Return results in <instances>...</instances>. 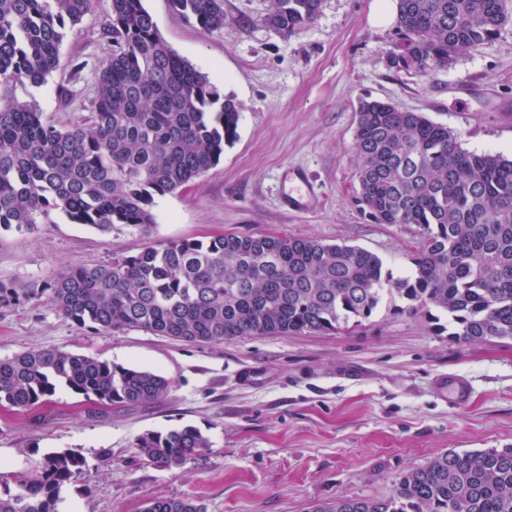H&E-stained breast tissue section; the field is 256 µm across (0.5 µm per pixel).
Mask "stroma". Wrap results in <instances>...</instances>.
Listing matches in <instances>:
<instances>
[{
  "mask_svg": "<svg viewBox=\"0 0 512 512\" xmlns=\"http://www.w3.org/2000/svg\"><path fill=\"white\" fill-rule=\"evenodd\" d=\"M163 39L221 96L239 106L238 136L189 187L158 198L150 228L112 232L61 214L30 230L0 229V279L42 283L78 264L135 254L144 242L214 234L276 233L347 244L379 256L394 275L411 267L423 230L376 224L360 211L354 150L360 99L418 112L464 149L512 155V22L431 77L391 63L393 24L377 0H323L316 21L284 37L263 22L270 0H224V27L206 31L169 0H143ZM109 0H92L67 28L60 64L43 84L17 86L45 121L67 126L91 112L111 47ZM68 97H60V88ZM306 170L318 193L307 211L278 203L285 167ZM94 354L144 367L172 383L167 399L88 414L57 391L31 408L0 412V462L35 470L46 452L80 451L89 468L62 493L59 512H142L149 499L189 496L206 512H312L340 497H382L403 472L448 450L512 446V341L459 344L424 315L384 303L336 333L257 336L189 345L137 329L93 335L47 295L0 303V359L29 348ZM466 381L464 406L451 385ZM185 425L210 446L182 469L145 463L149 431ZM111 461H101L102 450Z\"/></svg>",
  "mask_w": 512,
  "mask_h": 512,
  "instance_id": "1",
  "label": "stroma"
}]
</instances>
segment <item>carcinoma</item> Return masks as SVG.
I'll return each instance as SVG.
<instances>
[{
  "instance_id": "1",
  "label": "carcinoma",
  "mask_w": 512,
  "mask_h": 512,
  "mask_svg": "<svg viewBox=\"0 0 512 512\" xmlns=\"http://www.w3.org/2000/svg\"><path fill=\"white\" fill-rule=\"evenodd\" d=\"M184 18L224 28V0H170ZM112 50L88 118L42 120L17 85L57 69L66 26L90 0H0V228L52 224L64 215L108 233L155 223L156 198L193 183L237 138L238 105L159 34L143 0H110ZM322 0H271L264 21L288 37L313 23ZM512 0H396L392 64L432 76L491 40ZM357 202L379 224L423 228L412 269L393 276L367 250L271 233L224 234L166 244L107 265H79L42 284L0 280V302L48 293L94 335L135 328L187 344L247 336L336 332L396 298L404 314L448 317L457 343L512 340V159L467 151L447 127L379 100L357 111ZM59 390L88 412L165 399L169 379L59 348L0 359V409L31 408ZM209 439L197 427L147 432L143 460L180 469ZM88 467L73 449L43 455L36 470L0 472V512H58L61 493ZM143 512H205L188 497H157ZM315 512H512V447L451 449L401 474L386 497H345Z\"/></svg>"
}]
</instances>
